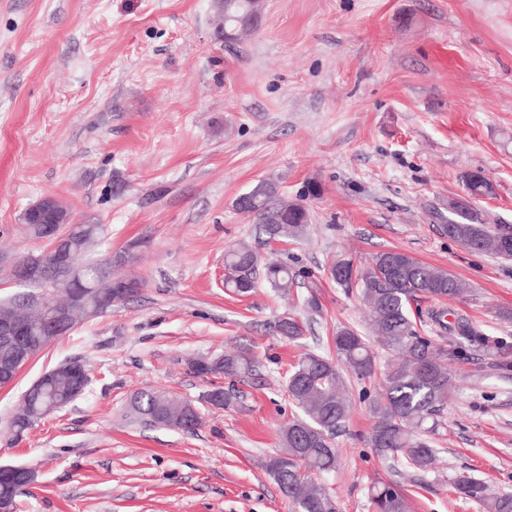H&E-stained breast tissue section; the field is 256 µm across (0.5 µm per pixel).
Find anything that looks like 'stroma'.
Here are the masks:
<instances>
[{
    "label": "stroma",
    "instance_id": "obj_1",
    "mask_svg": "<svg viewBox=\"0 0 512 512\" xmlns=\"http://www.w3.org/2000/svg\"><path fill=\"white\" fill-rule=\"evenodd\" d=\"M495 186L476 206L512 226V0H265L261 25L224 44L213 0H0V264L44 249L22 222L52 195L104 228L91 249L140 288L54 340L0 387V463L35 473L15 512H291L264 463L296 412L285 387L306 351L367 310L329 277L338 256L398 250L472 287L452 306L502 343L464 347L433 472L390 468L366 443L382 377L344 379L351 416L340 465L321 483L340 512H371L396 483L410 512H480L449 476L512 491V260L439 232L461 176ZM310 214L304 238L266 242L236 199L259 178ZM246 241L299 271L283 296L224 287V249ZM315 294L318 309L305 303ZM293 312L304 340L279 336ZM260 365L242 380L188 361L234 346ZM78 360L85 394L22 436L9 422L30 385ZM219 386L236 406L201 403ZM196 402L192 433L130 422L131 394Z\"/></svg>",
    "mask_w": 512,
    "mask_h": 512
}]
</instances>
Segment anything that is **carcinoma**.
Segmentation results:
<instances>
[{"label": "carcinoma", "mask_w": 512, "mask_h": 512, "mask_svg": "<svg viewBox=\"0 0 512 512\" xmlns=\"http://www.w3.org/2000/svg\"><path fill=\"white\" fill-rule=\"evenodd\" d=\"M218 14L224 16V42L235 44L241 32L248 30L250 0H215ZM468 204L448 213L455 224L438 225L441 235L459 246L503 260L512 259V228L486 222L474 200L494 194L491 181L480 172L462 177ZM247 207L241 200L235 206L254 215L271 240H296L307 232L309 213L280 193L279 180L268 176L257 180L247 192ZM100 224H81L71 229L77 240L75 263L79 269L80 288H100L105 280L100 262L87 258L88 247L102 235ZM224 288L235 294H249L264 283L275 291L288 293L296 285L299 273L282 261H270L257 247L240 242L224 251ZM331 279L347 294H357L369 307V326L391 356L385 367V393L372 403L373 428L368 447L384 462H393L415 472L431 470L438 449L433 439L444 427V410L452 395L456 373L449 363L460 354L446 336L465 337L471 345L498 349L501 342L483 335L464 321H445L446 310H428L436 336L425 335L412 316L411 304L419 299L454 302L471 293L466 281L432 264L400 251L380 252L363 265L340 256L329 271ZM275 331L289 341L304 336L303 324L291 313L278 318ZM334 354L308 351L292 366L286 381L288 396L298 415L280 427L283 453L266 463L281 491L296 512H338L334 497L314 479L317 474L333 472L339 466L334 439L345 427L352 402L344 390L341 367L362 379L376 376L378 360L368 339L349 326L336 328ZM259 360L249 347L226 351L214 357H200L190 362L191 371L208 377H245L256 371ZM76 396L71 376L56 374L52 382L35 393L27 391L18 414L26 423L9 424L17 436L41 417L72 403ZM205 401L215 407L229 408L237 403L235 393L222 388L210 390ZM128 416L183 432H193L201 422L197 411H189L185 402L152 390L132 395ZM454 491L477 503L482 512H512V494L495 490L486 481L459 476L451 479ZM373 512H409L407 496L400 486L381 482L370 489Z\"/></svg>", "instance_id": "obj_1"}]
</instances>
